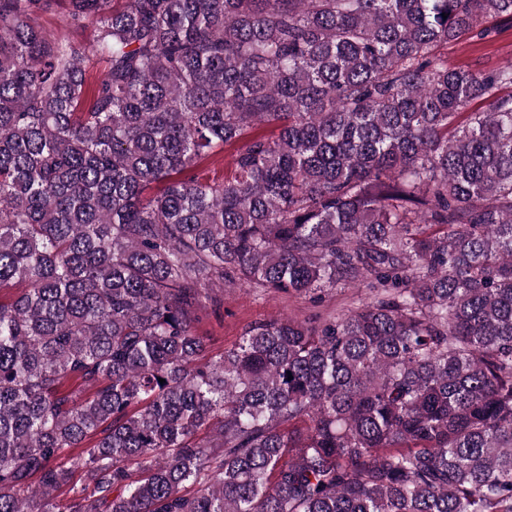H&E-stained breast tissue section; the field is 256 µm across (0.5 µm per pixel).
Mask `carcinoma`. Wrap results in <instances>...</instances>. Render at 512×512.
Wrapping results in <instances>:
<instances>
[{
    "instance_id": "carcinoma-1",
    "label": "carcinoma",
    "mask_w": 512,
    "mask_h": 512,
    "mask_svg": "<svg viewBox=\"0 0 512 512\" xmlns=\"http://www.w3.org/2000/svg\"><path fill=\"white\" fill-rule=\"evenodd\" d=\"M50 2L0 0V512H512V62L441 52L512 0H68L89 98ZM235 288L322 309L206 359ZM42 27L56 38H70L82 42L89 51L94 44V30L88 26L85 28L74 27L67 12L66 0H56L53 9L43 13L40 19ZM233 149L224 151L223 154L215 158H209L202 161L196 168V173L209 179L222 180L224 177H230L232 172L231 154Z\"/></svg>"
}]
</instances>
